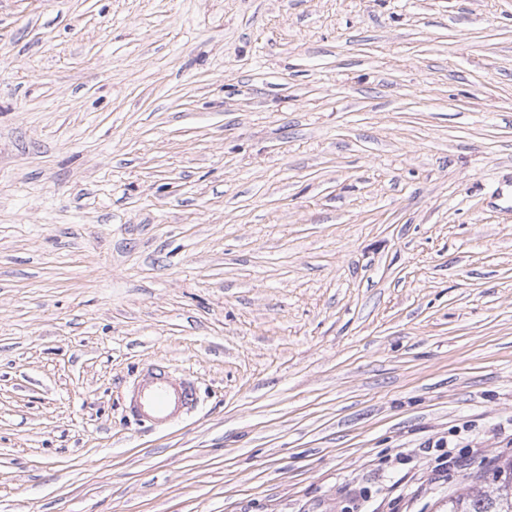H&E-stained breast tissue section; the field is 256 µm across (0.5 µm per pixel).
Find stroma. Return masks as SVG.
Instances as JSON below:
<instances>
[{"instance_id":"35a3bbf8","label":"stroma","mask_w":512,"mask_h":512,"mask_svg":"<svg viewBox=\"0 0 512 512\" xmlns=\"http://www.w3.org/2000/svg\"><path fill=\"white\" fill-rule=\"evenodd\" d=\"M510 177L512 0H0V512H448L512 456ZM192 382L177 377L160 363L147 364L133 383L127 410L132 417L156 427L174 424L187 415L196 404Z\"/></svg>"}]
</instances>
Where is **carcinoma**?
<instances>
[{
  "mask_svg": "<svg viewBox=\"0 0 512 512\" xmlns=\"http://www.w3.org/2000/svg\"><path fill=\"white\" fill-rule=\"evenodd\" d=\"M448 512H512V457L494 466L489 489L467 484L449 497Z\"/></svg>",
  "mask_w": 512,
  "mask_h": 512,
  "instance_id": "cac0c4a2",
  "label": "carcinoma"
}]
</instances>
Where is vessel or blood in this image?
Instances as JSON below:
<instances>
[{"label":"vessel or blood","mask_w":512,"mask_h":512,"mask_svg":"<svg viewBox=\"0 0 512 512\" xmlns=\"http://www.w3.org/2000/svg\"><path fill=\"white\" fill-rule=\"evenodd\" d=\"M195 404L192 382L159 363L148 364L140 371L127 397L130 415L156 427L174 424Z\"/></svg>","instance_id":"obj_1"}]
</instances>
